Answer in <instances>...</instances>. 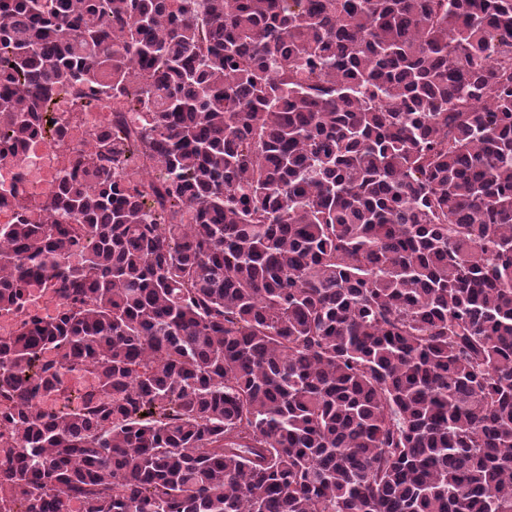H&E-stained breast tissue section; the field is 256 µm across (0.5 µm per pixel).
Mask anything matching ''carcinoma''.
Returning a JSON list of instances; mask_svg holds the SVG:
<instances>
[{"instance_id": "carcinoma-1", "label": "carcinoma", "mask_w": 512, "mask_h": 512, "mask_svg": "<svg viewBox=\"0 0 512 512\" xmlns=\"http://www.w3.org/2000/svg\"><path fill=\"white\" fill-rule=\"evenodd\" d=\"M47 134L0 512H512V0H0Z\"/></svg>"}]
</instances>
